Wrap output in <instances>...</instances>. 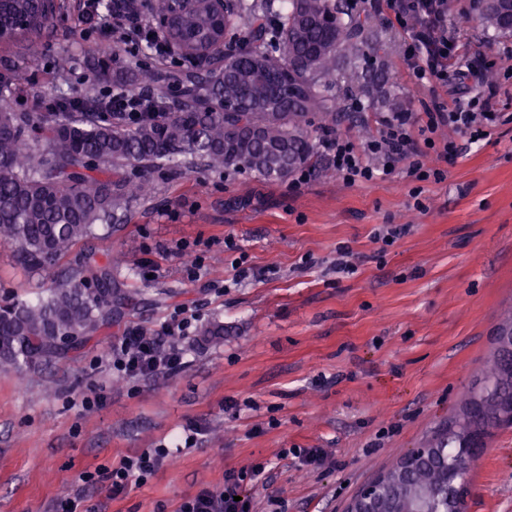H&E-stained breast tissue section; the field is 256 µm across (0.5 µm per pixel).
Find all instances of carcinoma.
Here are the masks:
<instances>
[{
	"label": "carcinoma",
	"mask_w": 512,
	"mask_h": 512,
	"mask_svg": "<svg viewBox=\"0 0 512 512\" xmlns=\"http://www.w3.org/2000/svg\"><path fill=\"white\" fill-rule=\"evenodd\" d=\"M151 13L170 18L167 39L187 62L173 75L175 90L160 89L163 112H94L114 88L137 89L130 66L109 72L107 56L85 42L62 53L57 71L79 63L87 93L61 95L48 112L0 109V239L30 271L54 277L34 302L0 305V370L20 371L88 340L119 313L112 265L97 257L58 276V258L96 226L119 220L143 197L146 173L160 167L191 172L248 170L282 179L316 165L317 137L352 114L400 112L386 89L388 72L374 64L372 89L358 85L359 61L375 56L367 18L340 0H227L224 15L207 0H148ZM41 0H0V30L8 43H32L54 21ZM481 26L512 35L509 8L488 0ZM267 69L280 72L278 108L267 111ZM112 82L105 90L100 85ZM512 426V374L492 353L479 384L462 398L448 427L435 436L444 456L428 455L407 476L409 499L424 512H444L467 474L446 465L490 429Z\"/></svg>",
	"instance_id": "carcinoma-1"
}]
</instances>
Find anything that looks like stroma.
Segmentation results:
<instances>
[{
	"label": "stroma",
	"instance_id": "stroma-1",
	"mask_svg": "<svg viewBox=\"0 0 512 512\" xmlns=\"http://www.w3.org/2000/svg\"><path fill=\"white\" fill-rule=\"evenodd\" d=\"M62 2L37 44L38 71L18 69L21 45L0 46V74L28 89L18 111L87 92L83 71L55 69L58 52L85 38L81 0ZM369 20L390 85L422 117L431 87L408 73L404 33ZM495 79L489 137L440 129L459 149L440 181L400 166L352 185L322 166L294 190L244 170L150 172L149 198L57 264L64 273L88 253L110 255L126 292L121 315L45 364L0 370V512H64L77 493L85 512H178L199 491L223 489L225 471L258 463L269 473L245 485L251 512H343L358 488L427 444L481 378L512 305V77ZM385 224L407 230L384 250L374 235ZM228 238L261 278L232 284ZM184 245L202 259L199 277L186 274ZM344 259L355 273H337ZM224 280L230 288L215 290ZM49 286L0 241V303ZM183 307L199 315L182 341L185 369L122 379L95 367L127 328L157 329ZM208 326L223 335H202ZM86 397L95 406L84 408ZM164 445L178 447V464L118 497L80 481ZM306 448L321 449L322 462L303 464ZM469 483L466 512H512V428L493 431Z\"/></svg>",
	"mask_w": 512,
	"mask_h": 512
}]
</instances>
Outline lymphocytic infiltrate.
<instances>
[{
  "instance_id": "f902f5d3",
  "label": "lymphocytic infiltrate",
  "mask_w": 512,
  "mask_h": 512,
  "mask_svg": "<svg viewBox=\"0 0 512 512\" xmlns=\"http://www.w3.org/2000/svg\"><path fill=\"white\" fill-rule=\"evenodd\" d=\"M362 11L376 13L394 20L407 28L408 44L405 62L413 76L432 84H445L449 69H456L461 78L479 76L483 61L467 59L458 37L467 30L470 20L462 18L456 26L448 24L447 0H361ZM117 25L123 27L130 41L151 37L156 55L168 56L172 50L162 34L154 32L146 16L129 6L114 11ZM456 30L457 39H449V30ZM498 94L496 85L480 86L474 97L465 99L451 96H432L425 103L424 124L412 122L409 116L385 120L378 135L365 143H356L352 136L337 132L322 139L321 148L329 166L347 183L370 181L378 173L389 172L393 164H404L409 175L424 180L442 178L436 161L456 157V147L436 140L439 126L446 125L473 137H486L496 120L493 101ZM197 312L173 318L152 332L138 327L130 328L125 336L114 342L105 357L109 370L138 378L159 374H172L184 369L188 361L177 337L186 335L197 321ZM169 449L147 450L127 457L103 473H85L83 483H108L112 494L123 493L129 483L152 475L162 463L174 462ZM266 474L265 465L252 466L249 472L224 474L222 491H200L182 503L179 512H249L251 503L244 495L245 481H261Z\"/></svg>"
}]
</instances>
